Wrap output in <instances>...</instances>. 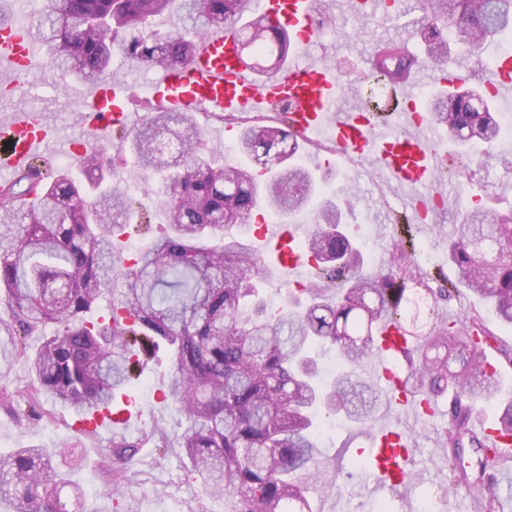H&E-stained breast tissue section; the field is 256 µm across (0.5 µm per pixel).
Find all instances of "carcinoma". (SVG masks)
<instances>
[{
    "mask_svg": "<svg viewBox=\"0 0 512 512\" xmlns=\"http://www.w3.org/2000/svg\"><path fill=\"white\" fill-rule=\"evenodd\" d=\"M242 0H47L32 14L30 33L54 74L94 84L112 74V52L132 63L178 67L190 62L196 38L241 12ZM415 34L425 60L448 75L468 67L473 54L512 33V0H416ZM176 17V28L152 21ZM240 60L261 77L276 73L294 45L288 32L259 16L238 31ZM457 54H450L449 43ZM419 57L392 42L375 52L361 73L364 95L353 108L370 111L373 91H397L404 69ZM450 87L429 101V118L460 145L452 167L470 170L471 145L500 141L495 96L487 84ZM127 107L142 123L120 130V150L91 149L83 178L26 172L0 185V305L13 311L12 331L31 336L49 325L34 353L20 356L37 376L32 400L42 397L76 410L115 415L122 398L147 368L145 357L164 347L171 357L164 401L187 425L164 448H181L193 471L227 512H314L310 493L334 486L318 441L322 422L345 415L371 421L383 392L363 374L375 353L374 330L392 314L416 342L411 372L419 393L450 390L457 401L441 444L451 452L457 482L472 490L481 512H507L501 496L496 448L472 430L486 407H508L496 426L512 437V400L504 403L497 365L486 347L496 336L479 313L467 322L438 316L433 289L401 251L390 262L398 279L371 272L357 242L341 225L333 200L314 206L313 173L297 159L300 144L280 120L242 125L239 151L269 174L219 162L197 115L175 112L162 100L132 93ZM179 146L165 156L160 133ZM150 172H162L158 201L166 224L154 228L126 189H101L105 173L118 174L127 154ZM259 208L287 218L315 209L303 254L316 262L313 279L288 289V305L268 308L258 281L268 271L240 228ZM139 223L132 224V219ZM150 237L127 252L130 232ZM448 262L459 284L477 294L498 322L512 328V211L470 205L448 239ZM109 298V317L95 314ZM336 347L340 368L329 381L311 356L316 345ZM482 451L477 481L460 468L463 441ZM67 481L44 448L0 455V503L10 512H82L78 494L61 500Z\"/></svg>",
    "mask_w": 512,
    "mask_h": 512,
    "instance_id": "1",
    "label": "carcinoma"
}]
</instances>
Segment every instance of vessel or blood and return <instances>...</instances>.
<instances>
[{"label": "vessel or blood", "instance_id": "vessel-or-blood-1", "mask_svg": "<svg viewBox=\"0 0 512 512\" xmlns=\"http://www.w3.org/2000/svg\"><path fill=\"white\" fill-rule=\"evenodd\" d=\"M308 4L309 0L247 2L248 8L288 28L297 43L295 54L277 74L261 81L239 62L237 28L229 24L202 37L188 65L159 69L154 92L171 107L190 112L257 114L279 102H289L292 109L286 123L301 140L315 143L326 136L335 142L340 155L369 160L386 182L407 191L405 206L414 214H423L447 161L446 151L436 142L434 124L423 111L388 123L374 114L341 108L339 100L345 87L338 69L310 56L318 29L312 24ZM41 66L42 56L27 27H0V68L10 73L14 87H21L28 74ZM433 73V68L423 63L407 77L403 88L410 102L420 101L422 82ZM128 95V86L118 80L96 85L86 104L87 128L105 139L113 126L133 125L136 114L122 109ZM77 153L75 143L63 140L40 110L20 108L0 118V185L13 182L36 163L43 172L55 171L58 157ZM300 233L296 224H266L261 228L257 249L275 254L280 278L299 275L308 266L297 248ZM408 346L398 319L380 323L372 373L399 404L408 403L409 397L405 379L394 371L393 362ZM365 441L375 461L373 490L396 488L414 463L405 434L384 423L367 434Z\"/></svg>", "mask_w": 512, "mask_h": 512}]
</instances>
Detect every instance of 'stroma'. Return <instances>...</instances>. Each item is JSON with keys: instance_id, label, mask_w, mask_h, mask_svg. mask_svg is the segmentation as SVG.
<instances>
[{"instance_id": "1", "label": "stroma", "mask_w": 512, "mask_h": 512, "mask_svg": "<svg viewBox=\"0 0 512 512\" xmlns=\"http://www.w3.org/2000/svg\"><path fill=\"white\" fill-rule=\"evenodd\" d=\"M327 2L334 22L324 28L322 42L313 49L314 58L337 64L342 72L355 76L368 69L381 43L397 41L414 48L415 42L408 39L402 21L383 13L361 20L353 12L340 10L337 0ZM87 90V84L35 71L28 76L24 93H0V116L19 106L36 107L45 112L64 138L88 144L92 138L82 121ZM472 154L476 162L470 174L448 183L445 209L433 223L404 226L398 223L400 192L378 177L369 162L343 161L328 167L321 153L304 154L302 162L319 170L321 198L343 204L342 222L348 232L357 233L363 223L372 225L383 276L393 272L388 259L395 246L404 244L416 250L430 246L435 256L427 270V283L438 289L459 281L456 268L446 257L448 236L460 211L469 206L472 198H483L502 210L512 209V188L505 186V173L512 169V151L499 149L488 156L483 145L477 144ZM113 183L130 190L154 224L164 223L165 217L155 205L158 176L144 172L132 159ZM437 308L459 322L466 321L472 312H481L486 326L497 337L488 354L501 374L512 382V329L500 326L473 295L461 298L453 293L438 298ZM10 323V311L0 306V454L31 446L60 449V456L54 457L53 462L67 468L69 481L81 487L83 512H224L223 502L212 498L209 489L196 479L180 449H169L162 457L145 440L146 435L158 430L176 438L186 426L177 407L159 400L158 391L167 384L170 373L165 353L153 357L144 382L133 390L140 415L133 418L124 436L139 449L133 458L122 459L112 454L111 434L79 439L72 429L79 418L77 411L46 399L28 403L27 394L35 380L16 357ZM439 404L440 412L430 418L387 405L381 406L374 417L375 422L398 426L416 458L411 486L394 496L397 512H416V497L425 486H447L453 480L448 462L438 450L451 425L447 397H440ZM363 434L361 426L348 422L326 444L325 456L335 464L336 486L312 493L315 512H367L373 499L368 475L348 469L343 461L344 456L363 448Z\"/></svg>"}]
</instances>
